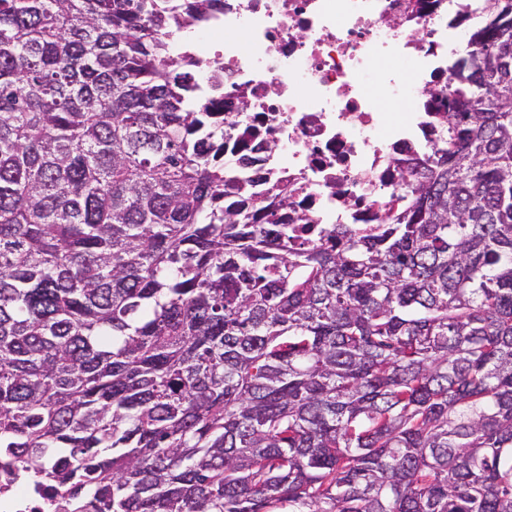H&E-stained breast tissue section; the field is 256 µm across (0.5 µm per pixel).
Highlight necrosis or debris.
I'll use <instances>...</instances> for the list:
<instances>
[{
	"instance_id": "1",
	"label": "necrosis or debris",
	"mask_w": 512,
	"mask_h": 512,
	"mask_svg": "<svg viewBox=\"0 0 512 512\" xmlns=\"http://www.w3.org/2000/svg\"><path fill=\"white\" fill-rule=\"evenodd\" d=\"M482 0H224L186 34L175 55L196 61L198 84L224 127V163L248 159V175L287 181L288 213L308 225L371 217L372 202L398 194L442 127L424 98L448 84L463 37L461 16ZM224 30L245 42L214 40ZM243 88L231 113L227 89ZM0 512H61L55 498L0 472Z\"/></svg>"
}]
</instances>
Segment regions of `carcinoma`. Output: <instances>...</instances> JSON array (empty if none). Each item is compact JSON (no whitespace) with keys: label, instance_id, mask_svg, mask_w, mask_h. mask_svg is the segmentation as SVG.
<instances>
[{"label":"carcinoma","instance_id":"cac0c4a2","mask_svg":"<svg viewBox=\"0 0 512 512\" xmlns=\"http://www.w3.org/2000/svg\"><path fill=\"white\" fill-rule=\"evenodd\" d=\"M168 0H0V457L68 512H512V0L375 224L300 242Z\"/></svg>","mask_w":512,"mask_h":512}]
</instances>
